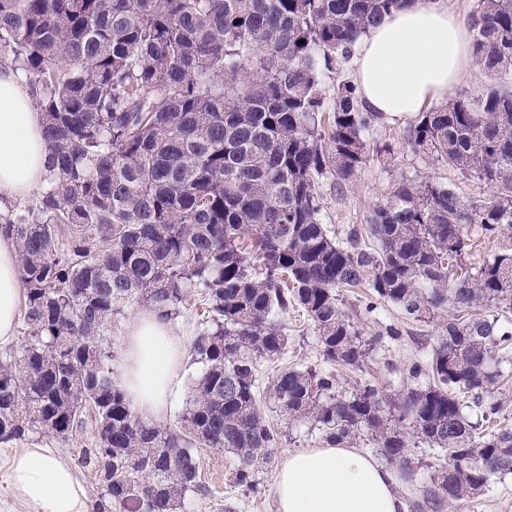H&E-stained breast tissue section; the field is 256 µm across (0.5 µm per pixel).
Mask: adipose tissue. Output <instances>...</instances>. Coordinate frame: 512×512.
Wrapping results in <instances>:
<instances>
[{"label":"adipose tissue","mask_w":512,"mask_h":512,"mask_svg":"<svg viewBox=\"0 0 512 512\" xmlns=\"http://www.w3.org/2000/svg\"><path fill=\"white\" fill-rule=\"evenodd\" d=\"M472 65L469 27L443 0H405L364 35L355 84L365 109L394 120L446 98ZM43 116L22 74L0 64V199L22 201L47 175ZM21 272L11 233L0 228V346L21 312ZM185 344L172 321L138 314L124 329L119 363L126 398L141 418L160 419L181 391ZM9 479L31 512H89L84 486L66 459L46 448L14 455ZM277 512H407L392 470L354 447L288 454L276 481Z\"/></svg>","instance_id":"1"}]
</instances>
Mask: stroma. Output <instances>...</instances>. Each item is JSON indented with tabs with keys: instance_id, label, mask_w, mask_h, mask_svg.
<instances>
[{
	"instance_id": "stroma-1",
	"label": "stroma",
	"mask_w": 512,
	"mask_h": 512,
	"mask_svg": "<svg viewBox=\"0 0 512 512\" xmlns=\"http://www.w3.org/2000/svg\"><path fill=\"white\" fill-rule=\"evenodd\" d=\"M409 119L387 120L372 126L365 139L369 159L361 173L346 190H337L332 179L320 183L322 221L335 234L354 224L365 223L373 209L392 187L405 179L433 177L455 185L460 196L472 199L491 193V186L474 179L458 178L445 165L425 160L415 153L407 140ZM88 444L84 435L61 440L50 434L36 433L26 440L0 444V512H29L28 507L8 481L10 460L20 448L41 447L66 459ZM277 468L259 472L261 491L242 495L234 482V464L228 453L206 448L199 454V478L206 487L203 496L187 497L178 512H224L225 503L235 504L237 512H276L274 487ZM457 512H512V474L494 478L483 495L461 502Z\"/></svg>"
}]
</instances>
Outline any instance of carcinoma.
I'll list each match as a JSON object with an SVG mask.
<instances>
[{
  "label": "carcinoma",
  "instance_id": "1",
  "mask_svg": "<svg viewBox=\"0 0 512 512\" xmlns=\"http://www.w3.org/2000/svg\"><path fill=\"white\" fill-rule=\"evenodd\" d=\"M403 4L0 0V48L41 86L50 150L38 208L5 225L27 341L0 355V444L90 435L77 462L101 486L95 512H176L204 490L202 448L232 454L236 484L255 492L280 441L270 411L313 422L328 446L367 434L407 482L410 447L430 450L409 512H454L512 473L494 391L512 355V92L460 94L408 129L425 158L497 191L465 200L405 179L341 239L321 219L319 181L349 186L380 120L347 80L325 105L323 74ZM467 21L475 67L511 72L512 0H476ZM473 227L499 244L479 265ZM343 288L368 290L366 317L390 305L416 324L453 310L427 354L384 361L403 374L392 395L367 374L402 331L363 338ZM195 295L207 317L191 351L205 371L179 425L149 423L126 401L104 333L129 305L173 319ZM295 311L323 363L280 367L262 391L261 363L288 355L282 320ZM339 367L361 373L350 392Z\"/></svg>",
  "mask_w": 512,
  "mask_h": 512
}]
</instances>
